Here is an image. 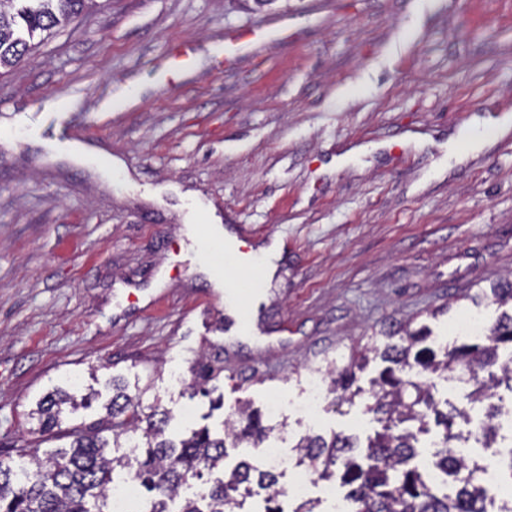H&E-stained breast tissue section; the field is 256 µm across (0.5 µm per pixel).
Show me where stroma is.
Returning a JSON list of instances; mask_svg holds the SVG:
<instances>
[{
	"label": "stroma",
	"instance_id": "stroma-1",
	"mask_svg": "<svg viewBox=\"0 0 512 512\" xmlns=\"http://www.w3.org/2000/svg\"><path fill=\"white\" fill-rule=\"evenodd\" d=\"M280 17L225 63V35ZM505 115L512 0H96L0 75V455L38 439L47 392L93 386L48 442L69 446L114 378L175 434L282 398L231 465L308 433L367 439L366 398L297 414L310 374L387 329L450 345L494 320L470 296L512 273V127L461 142ZM212 221L287 244L258 320L290 333L232 332L195 254ZM204 351L224 366L215 410L185 390Z\"/></svg>",
	"mask_w": 512,
	"mask_h": 512
}]
</instances>
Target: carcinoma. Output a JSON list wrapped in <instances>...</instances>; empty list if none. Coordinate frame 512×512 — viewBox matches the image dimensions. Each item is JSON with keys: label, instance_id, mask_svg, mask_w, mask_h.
I'll return each mask as SVG.
<instances>
[{"label": "carcinoma", "instance_id": "obj_1", "mask_svg": "<svg viewBox=\"0 0 512 512\" xmlns=\"http://www.w3.org/2000/svg\"><path fill=\"white\" fill-rule=\"evenodd\" d=\"M87 2L0 0V69L19 62L37 46L35 39L45 40ZM470 300L476 305L488 300L501 309L479 343L463 341L436 351L427 346L431 334L426 328H407L400 336L388 334L390 342L381 352L374 343L367 346L354 358L353 371L338 369L335 361L326 368L329 393L349 401L368 395L366 410L379 425L363 449L358 436L343 433L328 439L306 434L294 446L297 465L311 468L316 479L339 476L347 488V512H488L482 474L489 466L469 448H489L496 441V420L504 410L497 389L503 385L512 393V279ZM369 352L380 353L386 366L366 392L357 385L356 372L369 364ZM223 371L203 355L191 367L187 389L208 396L209 382ZM457 371L466 373L472 385L470 400L484 405L483 418L465 434L455 428L463 413L455 407L442 410L435 397L434 378L453 381ZM92 396L57 387L39 400L31 416L41 434H52L65 410L77 409ZM104 410L93 427L71 431L67 448L43 451L40 443H27L16 449L19 461L1 458L0 512H111L116 474L129 466V456L117 451L131 439L136 441L133 478L154 493L145 512H246L247 499L260 490L266 492L263 512H284L279 505L284 487L274 468L247 460L224 467L227 448L261 441L272 431L249 403L238 405L222 435L204 426L178 440L168 437L170 412L156 407L145 412L140 393H130L122 379H112V399ZM430 432L435 451L420 466V436ZM432 470L445 476V488L431 483ZM201 479L207 484L204 492L191 494V481Z\"/></svg>", "mask_w": 512, "mask_h": 512}]
</instances>
